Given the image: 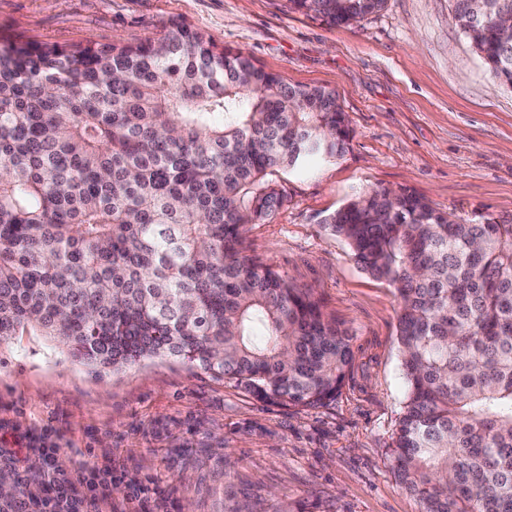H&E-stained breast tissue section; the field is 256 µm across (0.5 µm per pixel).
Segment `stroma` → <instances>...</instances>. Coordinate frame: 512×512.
<instances>
[{
    "instance_id": "obj_1",
    "label": "stroma",
    "mask_w": 512,
    "mask_h": 512,
    "mask_svg": "<svg viewBox=\"0 0 512 512\" xmlns=\"http://www.w3.org/2000/svg\"><path fill=\"white\" fill-rule=\"evenodd\" d=\"M452 8L386 0L330 25L286 0H0V45L137 43L185 23L290 84L335 89L353 132L342 157L283 174L286 206L247 231L260 259L350 330L335 401L263 403L171 358L95 372L28 331L0 343V448L52 426L68 467L111 466L100 512H419L390 455L406 392L397 291L318 219L377 187L410 188L462 219H512V89Z\"/></svg>"
}]
</instances>
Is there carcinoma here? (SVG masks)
<instances>
[{
  "label": "carcinoma",
  "mask_w": 512,
  "mask_h": 512,
  "mask_svg": "<svg viewBox=\"0 0 512 512\" xmlns=\"http://www.w3.org/2000/svg\"><path fill=\"white\" fill-rule=\"evenodd\" d=\"M385 0H288L350 24ZM470 35L512 88V40ZM352 139L336 93L292 85L183 23L102 47L0 46V342L34 330L93 369L174 358L253 398L317 408L352 359L312 289L248 254L288 202L280 173ZM399 296L394 475L420 512H512V220L467 222L408 188L319 219Z\"/></svg>",
  "instance_id": "cac0c4a2"
}]
</instances>
